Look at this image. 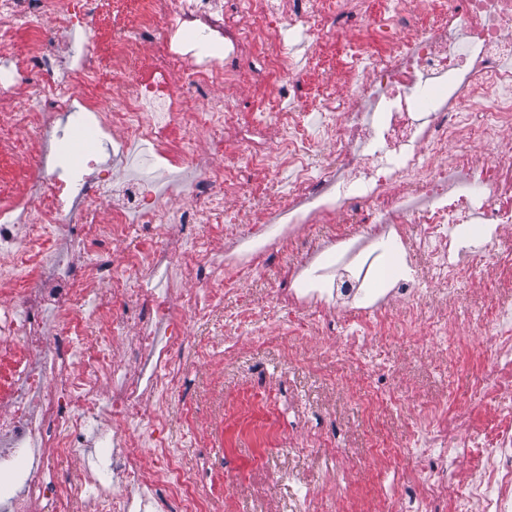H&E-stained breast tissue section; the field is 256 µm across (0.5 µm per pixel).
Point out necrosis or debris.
Instances as JSON below:
<instances>
[{
	"mask_svg": "<svg viewBox=\"0 0 512 512\" xmlns=\"http://www.w3.org/2000/svg\"><path fill=\"white\" fill-rule=\"evenodd\" d=\"M35 27L22 50L19 24ZM301 31L311 55L346 42L360 67L341 72L315 105L342 124L313 136L301 113L282 110L306 71L283 31ZM87 34L79 59L53 57L63 36ZM153 55H146V45ZM122 87L104 108L100 77ZM276 92H269V83ZM82 91L73 99L71 87ZM248 87L278 130L244 119L233 94ZM203 98L204 112L187 99ZM489 102L488 119L469 108ZM76 113L112 157L85 154L88 200L73 209L66 183L48 170L56 118ZM208 140L213 161L187 154V135ZM40 137L21 153V178L0 177V512L41 503L72 512H226L173 450L170 405L184 365L187 327L213 312L288 247L300 261L274 291L281 311H308L296 340L327 335L351 307L366 331L402 320L415 336L456 304L453 286L500 271L490 298L494 336L471 384L473 408L490 414L473 432L470 410L441 398L419 415L413 447L424 471L412 487L418 512H512V0H245L236 19L223 0H135L99 43L87 0H0V144ZM495 141L493 154L478 144ZM336 157L317 158L326 146ZM288 190L251 188L273 166ZM111 200L101 220L97 199ZM261 210L259 224L242 214ZM206 222H198L199 212ZM235 225L225 235V225ZM328 225L314 243L307 230ZM477 224L485 243L462 246ZM428 261L433 292L407 275L373 285L379 245ZM171 289L147 291L159 260ZM112 451V471L68 477L62 463ZM151 461H144L143 449Z\"/></svg>",
	"mask_w": 512,
	"mask_h": 512,
	"instance_id": "4bbe7bcc",
	"label": "necrosis or debris"
}]
</instances>
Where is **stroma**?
Segmentation results:
<instances>
[{
	"label": "stroma",
	"mask_w": 512,
	"mask_h": 512,
	"mask_svg": "<svg viewBox=\"0 0 512 512\" xmlns=\"http://www.w3.org/2000/svg\"><path fill=\"white\" fill-rule=\"evenodd\" d=\"M295 259L278 256L190 327L180 353L184 374L172 394L173 444L202 485L231 498L234 512H293L309 490L327 512H349L348 485L358 487L370 512H391L423 467L412 447L420 410L443 395L463 400L479 356L438 360L448 342L441 327L410 337L396 324L368 338L363 362L321 358L310 348L289 355L279 310L270 309L263 332L242 311L266 305ZM494 286L490 271L462 282L449 322L464 334L485 327ZM221 400L252 414L255 429H226ZM290 437L299 445L288 447ZM379 448L396 450V458L377 462ZM266 468L277 479L260 481Z\"/></svg>",
	"instance_id": "35a3bbf8"
}]
</instances>
